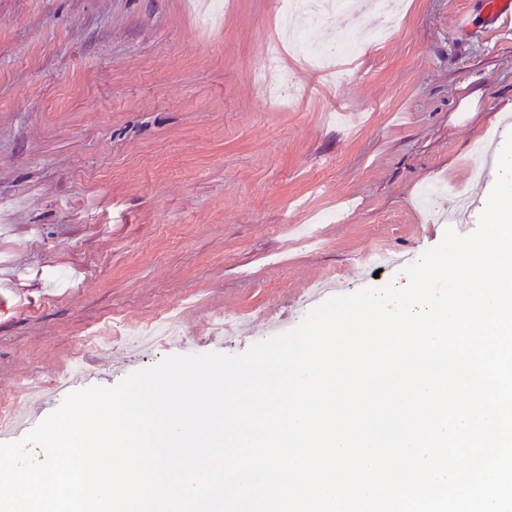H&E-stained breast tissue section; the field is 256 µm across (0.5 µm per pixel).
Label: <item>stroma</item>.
<instances>
[{
  "label": "stroma",
  "mask_w": 512,
  "mask_h": 512,
  "mask_svg": "<svg viewBox=\"0 0 512 512\" xmlns=\"http://www.w3.org/2000/svg\"><path fill=\"white\" fill-rule=\"evenodd\" d=\"M0 0V398L78 367L111 387L171 355H240L306 317L308 285H403L361 271L384 247L418 260L446 226L419 204L472 201L477 142L512 134V18L485 0H400L341 84L294 57L309 96L270 106L253 82L280 0ZM188 346L130 351L120 328L185 298ZM248 313L214 342V318Z\"/></svg>",
  "instance_id": "stroma-1"
}]
</instances>
